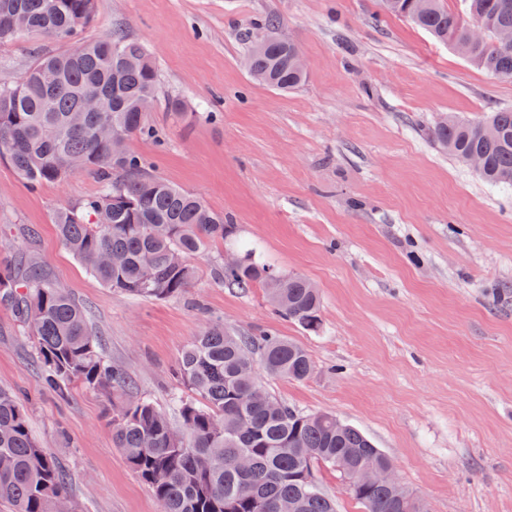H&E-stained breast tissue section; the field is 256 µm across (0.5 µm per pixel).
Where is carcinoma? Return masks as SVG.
<instances>
[{
    "mask_svg": "<svg viewBox=\"0 0 512 512\" xmlns=\"http://www.w3.org/2000/svg\"><path fill=\"white\" fill-rule=\"evenodd\" d=\"M464 11L443 0L385 4L438 42L488 74L512 79V45L498 38L512 30V0H464ZM95 0H0V44L21 32L72 39L62 52L41 55L11 85H0V157L32 189L82 172L97 176L98 195L58 212L63 246L103 286L135 299L166 300L193 287L191 259L233 235L232 225L199 196L146 172L126 149L133 134L148 135L146 111L155 106L158 69L141 42L116 29L95 40L76 39L95 14ZM482 16L487 31L473 41L467 18ZM264 24V44L248 51L249 74L281 91L302 85L290 51ZM100 98L103 112L84 111ZM459 161L482 158L479 176L512 186V109L483 120L448 116L432 130ZM242 264L224 268V280L261 288L273 310L304 330L321 327L319 289L298 275L278 287L273 269L240 252ZM0 305L11 310L38 353L47 389L80 383L118 399L112 436L130 470L159 502L162 512H336L315 477L320 464L351 471L391 463L358 428L336 427V415L307 414L271 395L259 372L302 381L313 361L300 344L279 336H236L215 320L181 351L172 373L184 392L173 398L179 424L133 391L132 380L107 359L91 313L31 260L0 263ZM69 478L32 436L17 395L0 388V501L10 512L73 510ZM349 494L365 512H429L425 500L401 485L353 486Z\"/></svg>",
    "mask_w": 512,
    "mask_h": 512,
    "instance_id": "1",
    "label": "carcinoma"
}]
</instances>
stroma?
I'll list each match as a JSON object with an SVG mask.
<instances>
[{
    "mask_svg": "<svg viewBox=\"0 0 512 512\" xmlns=\"http://www.w3.org/2000/svg\"><path fill=\"white\" fill-rule=\"evenodd\" d=\"M301 47L307 79L254 82L247 38L266 18ZM124 25L153 53L154 138H130L149 173L199 195L283 273L322 296L318 332L272 314L259 288L222 279L223 248L194 257L193 288L145 301L104 287L60 243L58 211L96 194L79 174L30 189L0 159V243L20 245L91 309L105 351L168 416L181 350L213 318L226 331L300 343L301 382L262 376L279 400L331 412L393 461L431 512H512V187L483 182L429 135L447 116L512 109V80L478 69L381 0H97L82 39ZM64 40L0 45V85ZM176 98L183 116L165 112ZM203 112L210 121L200 120ZM31 342L0 306V387L70 478L77 512H160L112 439V401L47 390Z\"/></svg>",
    "mask_w": 512,
    "mask_h": 512,
    "instance_id": "stroma-1",
    "label": "stroma"
}]
</instances>
